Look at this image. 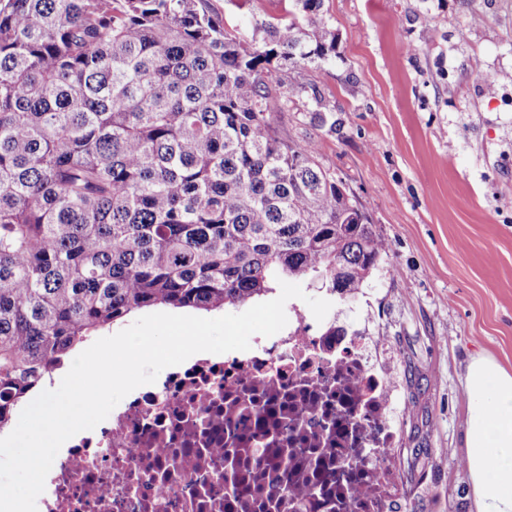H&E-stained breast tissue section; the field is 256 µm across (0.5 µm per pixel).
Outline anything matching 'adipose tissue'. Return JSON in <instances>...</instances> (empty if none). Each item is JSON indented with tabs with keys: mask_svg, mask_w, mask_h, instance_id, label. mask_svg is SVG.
I'll return each mask as SVG.
<instances>
[{
	"mask_svg": "<svg viewBox=\"0 0 512 512\" xmlns=\"http://www.w3.org/2000/svg\"><path fill=\"white\" fill-rule=\"evenodd\" d=\"M467 464L477 512H512V374L484 357L467 366Z\"/></svg>",
	"mask_w": 512,
	"mask_h": 512,
	"instance_id": "ef3b65f1",
	"label": "adipose tissue"
}]
</instances>
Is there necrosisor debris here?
Listing matches in <instances>:
<instances>
[{
	"label": "necrosis or debris",
	"mask_w": 512,
	"mask_h": 512,
	"mask_svg": "<svg viewBox=\"0 0 512 512\" xmlns=\"http://www.w3.org/2000/svg\"><path fill=\"white\" fill-rule=\"evenodd\" d=\"M380 349L300 315L249 350L170 367L55 458L42 512H396Z\"/></svg>",
	"instance_id": "necrosis-or-debris-1"
}]
</instances>
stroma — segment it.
Here are the masks:
<instances>
[{"label":"stroma","instance_id":"35a3bbf8","mask_svg":"<svg viewBox=\"0 0 512 512\" xmlns=\"http://www.w3.org/2000/svg\"><path fill=\"white\" fill-rule=\"evenodd\" d=\"M243 41L293 0H209ZM336 32L328 59L290 71L303 94L272 89L270 112L295 143L322 142L389 245L351 299L330 300L337 324L381 336L396 383L405 498L400 512H477L466 455V366L482 355L512 374V0H324ZM496 82L495 95L483 88ZM316 87L321 102L307 96ZM335 132L315 127L316 105Z\"/></svg>","mask_w":512,"mask_h":512}]
</instances>
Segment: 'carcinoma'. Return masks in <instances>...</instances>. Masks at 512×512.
<instances>
[{
    "mask_svg": "<svg viewBox=\"0 0 512 512\" xmlns=\"http://www.w3.org/2000/svg\"><path fill=\"white\" fill-rule=\"evenodd\" d=\"M250 43L208 0H0V430L127 315L213 311L310 277L349 297L388 254L269 78L326 59L324 0Z\"/></svg>",
    "mask_w": 512,
    "mask_h": 512,
    "instance_id": "1",
    "label": "carcinoma"
}]
</instances>
